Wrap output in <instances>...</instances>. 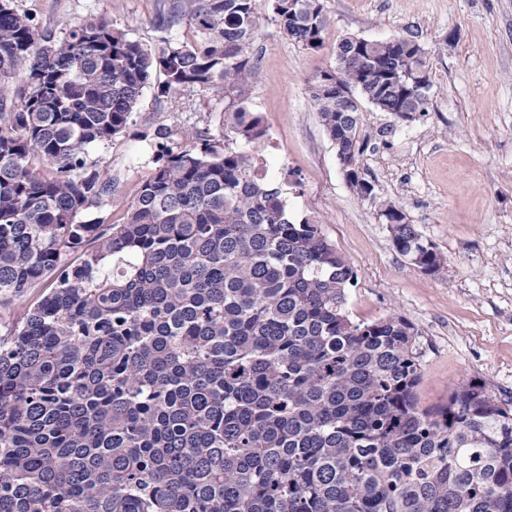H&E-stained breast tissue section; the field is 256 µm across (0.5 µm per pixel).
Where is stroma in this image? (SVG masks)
Returning a JSON list of instances; mask_svg holds the SVG:
<instances>
[{
    "instance_id": "stroma-1",
    "label": "stroma",
    "mask_w": 512,
    "mask_h": 512,
    "mask_svg": "<svg viewBox=\"0 0 512 512\" xmlns=\"http://www.w3.org/2000/svg\"><path fill=\"white\" fill-rule=\"evenodd\" d=\"M19 12L62 34L102 18L146 46L193 40L189 21L167 29L172 0H14ZM326 29L317 49L280 34L270 0L253 54L258 74L250 106L267 131L258 152L284 189L290 216L320 224L357 273L353 318L390 313L414 327L422 407L448 401L460 382L483 383L512 407V0H321ZM347 36L409 38L426 51L433 87L426 112L400 119L362 107L359 170L374 186L359 197L348 185L311 96L320 71L335 66ZM145 89L130 125L91 148L112 192L88 215L120 224L153 172L155 133L224 136L223 94L203 89L158 95ZM391 201L445 258L425 273L394 247L380 215Z\"/></svg>"
}]
</instances>
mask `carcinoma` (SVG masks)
I'll return each mask as SVG.
<instances>
[{"instance_id": "1", "label": "carcinoma", "mask_w": 512, "mask_h": 512, "mask_svg": "<svg viewBox=\"0 0 512 512\" xmlns=\"http://www.w3.org/2000/svg\"><path fill=\"white\" fill-rule=\"evenodd\" d=\"M259 0H179L195 39L154 48L88 18L62 36L0 0V297L40 300L0 336V512H512V410L484 385L416 400L412 325L356 320V271L288 214L254 151ZM279 32L316 49L319 0H275ZM311 94L339 161L360 153L357 92L407 119L429 95L413 40L337 45ZM158 93H226L224 141L157 131L123 224L76 221L112 193L89 148ZM25 85L7 101L17 75ZM361 197L374 186L346 178ZM397 251L443 256L391 201Z\"/></svg>"}]
</instances>
